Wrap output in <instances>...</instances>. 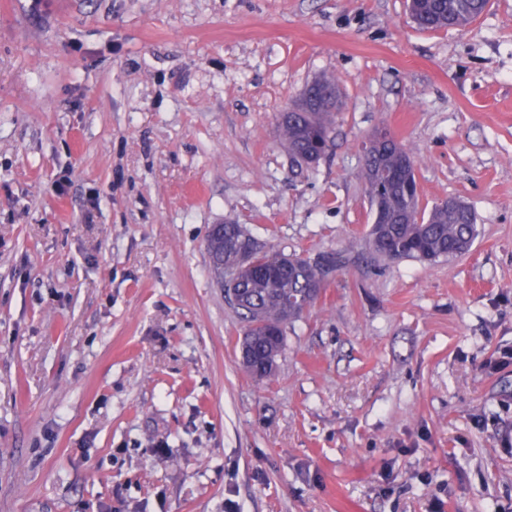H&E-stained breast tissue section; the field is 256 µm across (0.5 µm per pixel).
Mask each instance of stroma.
<instances>
[{"instance_id": "35a3bbf8", "label": "stroma", "mask_w": 512, "mask_h": 512, "mask_svg": "<svg viewBox=\"0 0 512 512\" xmlns=\"http://www.w3.org/2000/svg\"><path fill=\"white\" fill-rule=\"evenodd\" d=\"M343 93L292 169L276 117ZM456 198L463 256L375 264L372 135ZM347 252L274 377L212 225ZM512 512V0H0V512ZM489 3V0H410L409 11L421 29L437 31L473 23Z\"/></svg>"}]
</instances>
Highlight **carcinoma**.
Returning <instances> with one entry per match:
<instances>
[{
    "label": "carcinoma",
    "mask_w": 512,
    "mask_h": 512,
    "mask_svg": "<svg viewBox=\"0 0 512 512\" xmlns=\"http://www.w3.org/2000/svg\"><path fill=\"white\" fill-rule=\"evenodd\" d=\"M488 6L489 0H409L414 22L432 31L465 27ZM334 87V80L319 78L295 100V111L277 115L293 166L317 165L330 147L340 109V95L328 93ZM361 175L374 211L365 238L374 258L435 262L470 250L477 236L472 210L454 199L429 210L421 207L414 161L402 145L385 142L365 149ZM207 250L213 277L244 322L242 364L260 380L275 374L285 327L315 306L319 285L351 260L341 252L312 260L274 250L232 221L208 235Z\"/></svg>",
    "instance_id": "1"
}]
</instances>
